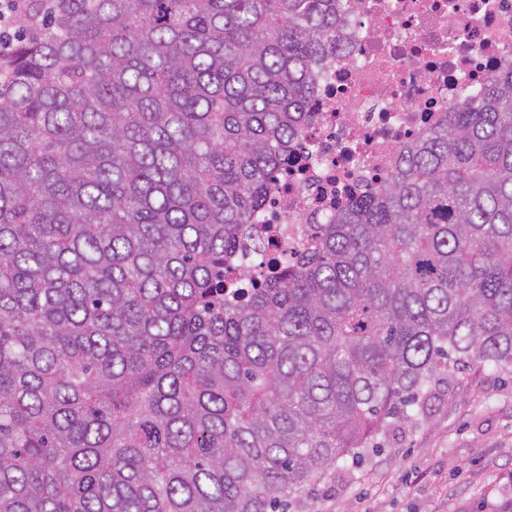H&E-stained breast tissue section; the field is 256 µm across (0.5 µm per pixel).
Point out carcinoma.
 <instances>
[{
    "instance_id": "cac0c4a2",
    "label": "carcinoma",
    "mask_w": 512,
    "mask_h": 512,
    "mask_svg": "<svg viewBox=\"0 0 512 512\" xmlns=\"http://www.w3.org/2000/svg\"><path fill=\"white\" fill-rule=\"evenodd\" d=\"M353 0H30L0 57V512H284L512 365V70L313 247L243 226Z\"/></svg>"
}]
</instances>
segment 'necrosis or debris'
<instances>
[{"instance_id":"1","label":"necrosis or debris","mask_w":512,"mask_h":512,"mask_svg":"<svg viewBox=\"0 0 512 512\" xmlns=\"http://www.w3.org/2000/svg\"><path fill=\"white\" fill-rule=\"evenodd\" d=\"M508 67L512 0H360L243 250L307 249L314 224L383 182L417 134Z\"/></svg>"}]
</instances>
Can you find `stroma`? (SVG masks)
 <instances>
[{
  "instance_id": "stroma-1",
  "label": "stroma",
  "mask_w": 512,
  "mask_h": 512,
  "mask_svg": "<svg viewBox=\"0 0 512 512\" xmlns=\"http://www.w3.org/2000/svg\"><path fill=\"white\" fill-rule=\"evenodd\" d=\"M293 512H503L512 503V369L479 363L432 384Z\"/></svg>"
}]
</instances>
